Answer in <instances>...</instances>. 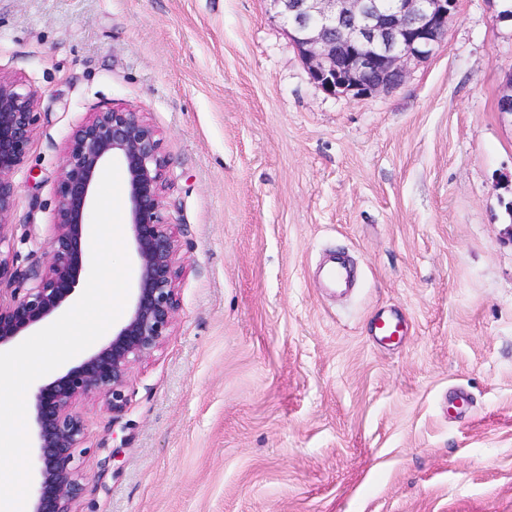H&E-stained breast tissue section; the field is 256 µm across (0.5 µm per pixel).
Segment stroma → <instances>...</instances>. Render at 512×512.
I'll list each match as a JSON object with an SVG mask.
<instances>
[{"label": "stroma", "instance_id": "obj_1", "mask_svg": "<svg viewBox=\"0 0 512 512\" xmlns=\"http://www.w3.org/2000/svg\"><path fill=\"white\" fill-rule=\"evenodd\" d=\"M501 8L458 0L432 59L355 99L312 82L267 0H0V70L39 95L17 270L46 266L75 125L138 108L169 159L178 310L120 415L78 404L80 512H512ZM336 255L345 295L317 275ZM401 321L396 317L381 316L374 323V335L384 343H391L394 337L403 335Z\"/></svg>", "mask_w": 512, "mask_h": 512}]
</instances>
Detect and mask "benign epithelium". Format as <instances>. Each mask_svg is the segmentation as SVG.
<instances>
[{
    "instance_id": "benign-epithelium-1",
    "label": "benign epithelium",
    "mask_w": 512,
    "mask_h": 512,
    "mask_svg": "<svg viewBox=\"0 0 512 512\" xmlns=\"http://www.w3.org/2000/svg\"><path fill=\"white\" fill-rule=\"evenodd\" d=\"M311 80L331 95L367 98L398 88L408 65L429 60L445 39L457 0H267ZM512 117V74L498 99ZM37 91L0 71V244L13 212L16 172L27 158L37 122ZM118 161L137 282L129 312L110 339L52 381L31 405L37 482L28 512H78L84 490L76 465L84 420L79 400L100 397L114 414L127 405L132 367L169 336L178 309L179 252L164 214L169 159L160 134L136 108H105L66 137L56 179L54 235L45 273L33 271L7 302L0 301V351L47 326L71 300L89 265L87 211L104 165Z\"/></svg>"
}]
</instances>
